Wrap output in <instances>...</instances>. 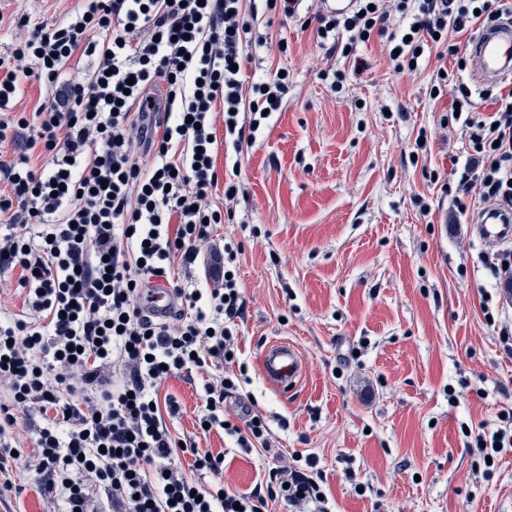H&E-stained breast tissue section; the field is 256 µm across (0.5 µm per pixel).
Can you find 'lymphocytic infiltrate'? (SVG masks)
I'll list each match as a JSON object with an SVG mask.
<instances>
[{"instance_id":"obj_1","label":"lymphocytic infiltrate","mask_w":512,"mask_h":512,"mask_svg":"<svg viewBox=\"0 0 512 512\" xmlns=\"http://www.w3.org/2000/svg\"><path fill=\"white\" fill-rule=\"evenodd\" d=\"M302 2L266 6L313 27L330 57L387 35L398 73L416 70L425 44L458 55L457 36L512 14V0H351L341 12ZM246 8V0H82L51 24L10 19L0 142L16 150L0 162V270L19 269L25 313L0 318V387L10 400L0 407L1 489H13V465L26 454L58 512H93L96 490L112 512H267L276 499L327 512L316 456L300 471L295 458L277 455L266 495L239 493L217 480L223 454L171 434L164 415L177 403L158 398L168 378L214 367L201 422L245 450L272 449L266 422L224 419L236 383L221 368L244 307L236 278L219 270L209 287L174 285L176 308L162 318L143 302L147 283L213 250L212 225L236 217L238 187L218 204L209 194L219 178L217 121L234 148L254 143L288 91L281 73L244 83ZM398 16L405 25L389 31ZM77 56L85 65L73 76ZM32 85L46 97L35 111L19 110ZM430 94L459 103L454 121L472 151L450 193L454 206H512V86L476 96L438 75ZM480 99L492 103L490 116H475ZM14 404L42 417L34 448L16 439ZM184 453L194 477L177 464Z\"/></svg>"}]
</instances>
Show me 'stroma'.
<instances>
[{
  "mask_svg": "<svg viewBox=\"0 0 512 512\" xmlns=\"http://www.w3.org/2000/svg\"><path fill=\"white\" fill-rule=\"evenodd\" d=\"M80 6L0 0V15L51 24ZM252 28L271 44L251 49L244 79L283 68L289 84L252 146L217 152L213 201L232 182L247 192L235 223L213 231L215 245L238 253L246 298L235 362L247 380L227 396V418L259 412L278 448L317 456L332 512H500L512 499V450L484 468L465 431L495 429L512 409V358L484 317L495 290L479 267L472 217L453 218L443 191L470 149L440 128L448 101L430 95L438 68L467 83L470 71L428 44L415 71L394 73L376 38L355 59H329L312 31L262 6ZM328 67L345 71L340 90L321 78ZM422 133L425 152L416 147ZM273 339L305 362L285 395L259 371ZM205 376L198 369L162 384L180 405L168 428L188 447L223 453L226 485L265 491L272 458L199 428ZM12 480L0 512H54L28 458Z\"/></svg>",
  "mask_w": 512,
  "mask_h": 512,
  "instance_id": "1",
  "label": "stroma"
}]
</instances>
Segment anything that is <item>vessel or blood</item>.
Listing matches in <instances>:
<instances>
[{"label": "vessel or blood", "instance_id": "obj_1", "mask_svg": "<svg viewBox=\"0 0 512 512\" xmlns=\"http://www.w3.org/2000/svg\"><path fill=\"white\" fill-rule=\"evenodd\" d=\"M471 73L478 84L488 85L512 77V17L483 30L469 47ZM479 241L488 248L512 242V208L490 203L473 217ZM265 382L277 391L297 386L305 364L295 346L283 341L268 343L259 359Z\"/></svg>", "mask_w": 512, "mask_h": 512}]
</instances>
